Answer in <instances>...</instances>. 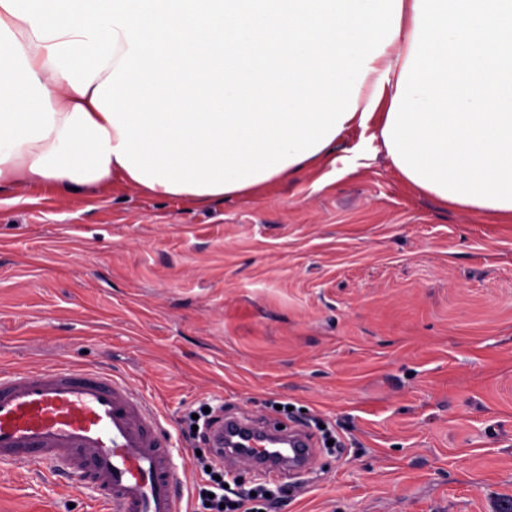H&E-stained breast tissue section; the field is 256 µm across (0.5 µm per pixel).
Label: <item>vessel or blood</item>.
<instances>
[{
  "instance_id": "1",
  "label": "vessel or blood",
  "mask_w": 512,
  "mask_h": 512,
  "mask_svg": "<svg viewBox=\"0 0 512 512\" xmlns=\"http://www.w3.org/2000/svg\"><path fill=\"white\" fill-rule=\"evenodd\" d=\"M249 447L290 440L311 459L299 427L256 417ZM154 408L112 373L68 364L0 373V464L54 465L76 487L102 491L112 512H183L182 480Z\"/></svg>"
}]
</instances>
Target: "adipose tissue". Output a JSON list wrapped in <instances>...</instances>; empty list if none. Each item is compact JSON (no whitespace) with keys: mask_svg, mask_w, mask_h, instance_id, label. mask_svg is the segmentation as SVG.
Here are the masks:
<instances>
[{"mask_svg":"<svg viewBox=\"0 0 512 512\" xmlns=\"http://www.w3.org/2000/svg\"><path fill=\"white\" fill-rule=\"evenodd\" d=\"M374 120L420 192L512 220V0H0V189L237 198Z\"/></svg>","mask_w":512,"mask_h":512,"instance_id":"ef3b65f1","label":"adipose tissue"}]
</instances>
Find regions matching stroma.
I'll use <instances>...</instances> for the list:
<instances>
[{
    "instance_id": "35a3bbf8",
    "label": "stroma",
    "mask_w": 512,
    "mask_h": 512,
    "mask_svg": "<svg viewBox=\"0 0 512 512\" xmlns=\"http://www.w3.org/2000/svg\"><path fill=\"white\" fill-rule=\"evenodd\" d=\"M100 368L181 419L333 429L275 512H512V223L413 189L354 126L332 160L200 205L119 182L0 191V370ZM0 512H105L67 475L0 467Z\"/></svg>"
}]
</instances>
